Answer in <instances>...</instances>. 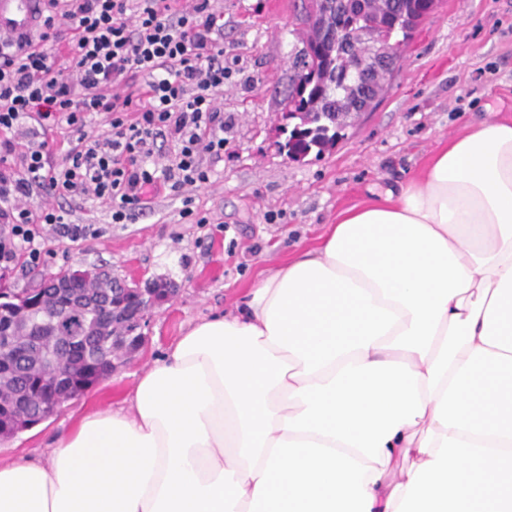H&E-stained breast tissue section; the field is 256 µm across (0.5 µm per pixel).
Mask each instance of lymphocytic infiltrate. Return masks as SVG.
Instances as JSON below:
<instances>
[{"mask_svg":"<svg viewBox=\"0 0 512 512\" xmlns=\"http://www.w3.org/2000/svg\"><path fill=\"white\" fill-rule=\"evenodd\" d=\"M217 19L212 0H46L35 35L0 33L1 268L22 251L38 263L44 226L85 234L33 195L92 196L120 223L158 181L175 191L208 182L203 158L224 152L218 96L232 74ZM97 116L108 131L87 139ZM62 126L76 139L61 154L50 133ZM160 137L180 149L157 174L146 162Z\"/></svg>","mask_w":512,"mask_h":512,"instance_id":"obj_1","label":"lymphocytic infiltrate"}]
</instances>
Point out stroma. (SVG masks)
I'll list each match as a JSON object with an SVG mask.
<instances>
[{
    "label": "stroma",
    "instance_id": "1",
    "mask_svg": "<svg viewBox=\"0 0 512 512\" xmlns=\"http://www.w3.org/2000/svg\"><path fill=\"white\" fill-rule=\"evenodd\" d=\"M218 40L233 69L220 101L224 153L209 156L210 180L149 197L135 220L112 221L91 198H56L88 233L73 242L44 230L41 261L6 269L12 288L83 266L176 286L154 308L144 347L111 378L67 402L55 416L0 442V462L44 458L86 413L121 406L139 375L202 318L244 300L258 273L277 268L322 235L345 209L418 175L441 141L497 112L512 116V0H438L414 31L383 98L341 132L335 146L290 160L281 129L292 62L303 50L301 0H215ZM192 215L183 216L184 197Z\"/></svg>",
    "mask_w": 512,
    "mask_h": 512
}]
</instances>
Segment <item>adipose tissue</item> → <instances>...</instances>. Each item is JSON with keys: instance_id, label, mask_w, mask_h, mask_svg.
Here are the masks:
<instances>
[{"instance_id": "adipose-tissue-1", "label": "adipose tissue", "mask_w": 512, "mask_h": 512, "mask_svg": "<svg viewBox=\"0 0 512 512\" xmlns=\"http://www.w3.org/2000/svg\"><path fill=\"white\" fill-rule=\"evenodd\" d=\"M0 512H512V118L190 325L126 406L0 464Z\"/></svg>"}]
</instances>
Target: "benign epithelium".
<instances>
[{"label": "benign epithelium", "mask_w": 512, "mask_h": 512, "mask_svg": "<svg viewBox=\"0 0 512 512\" xmlns=\"http://www.w3.org/2000/svg\"><path fill=\"white\" fill-rule=\"evenodd\" d=\"M338 0H306L308 19L317 23L328 37L336 38L341 42L339 31L329 28L331 17L336 13ZM370 52L365 57H355L351 60L349 70L364 75L381 66L393 68L398 66L396 54L390 49L384 35L378 30L368 34ZM85 280L90 288H110L112 296L123 299L134 296L145 299V304L137 309H123V306H112L99 313L93 319L80 318L71 325L76 331L74 336H61L59 329L62 320L51 324V328L44 331H24L17 338L18 347L23 354L31 359L35 367L44 372L54 382L51 392L40 397L37 409L33 410L24 403H17L12 409L9 420L0 422V441L7 440L18 433L33 426V422H42L57 414L63 405L72 399L71 387L67 379L85 372L82 357L69 352L64 347L66 342H75L79 336H110L112 342L107 348L100 351L105 364V374L112 375L125 361L142 347L145 336L143 329L149 317L150 307L169 302L175 298L178 289L163 280L135 281L131 284L121 280L111 273L99 268L74 269L62 272L51 277L54 288L43 290L38 288L32 291L15 292L10 288L0 289V301L13 305L17 317L25 319L29 313L44 303H56V306L66 307L79 311L83 300L78 298L71 284Z\"/></svg>", "instance_id": "benign-epithelium-1"}]
</instances>
